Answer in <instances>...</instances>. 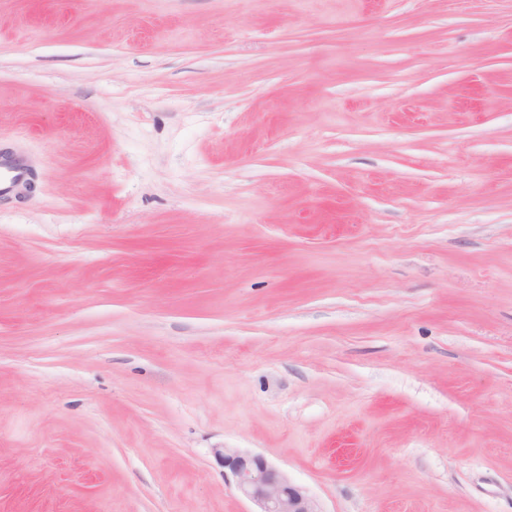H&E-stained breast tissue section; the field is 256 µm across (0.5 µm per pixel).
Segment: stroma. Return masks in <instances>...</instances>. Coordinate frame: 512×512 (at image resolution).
<instances>
[{"instance_id":"35a3bbf8","label":"stroma","mask_w":512,"mask_h":512,"mask_svg":"<svg viewBox=\"0 0 512 512\" xmlns=\"http://www.w3.org/2000/svg\"><path fill=\"white\" fill-rule=\"evenodd\" d=\"M0 512H512V0H0ZM28 165L19 157L0 155V197L10 195L20 188L27 180ZM213 454L240 494L259 509L253 512H321L305 488L263 455L232 448H217Z\"/></svg>"}]
</instances>
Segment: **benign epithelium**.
<instances>
[{
	"instance_id": "obj_1",
	"label": "benign epithelium",
	"mask_w": 512,
	"mask_h": 512,
	"mask_svg": "<svg viewBox=\"0 0 512 512\" xmlns=\"http://www.w3.org/2000/svg\"><path fill=\"white\" fill-rule=\"evenodd\" d=\"M213 454L257 512H321L305 488L263 455L232 448H215Z\"/></svg>"
}]
</instances>
